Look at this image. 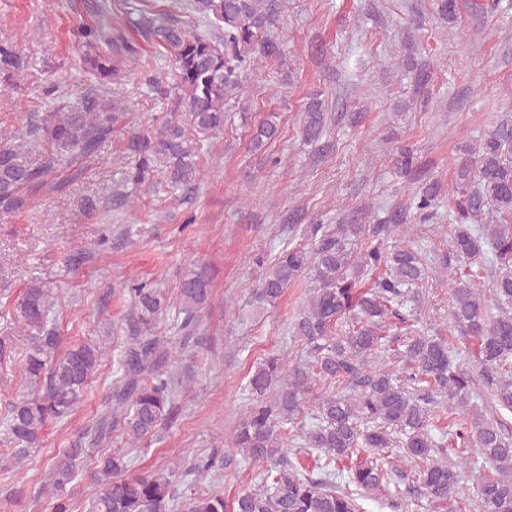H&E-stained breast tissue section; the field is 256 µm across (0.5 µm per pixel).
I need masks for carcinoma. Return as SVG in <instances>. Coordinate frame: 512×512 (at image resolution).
<instances>
[{
  "label": "carcinoma",
  "mask_w": 512,
  "mask_h": 512,
  "mask_svg": "<svg viewBox=\"0 0 512 512\" xmlns=\"http://www.w3.org/2000/svg\"><path fill=\"white\" fill-rule=\"evenodd\" d=\"M189 2L224 38L187 31L150 8V0H136L119 15L101 0H82L80 12L96 17L77 28L81 66L94 86L77 110L27 125L31 145L52 144L39 165L29 149L0 143V214L28 208L38 194L64 193L85 178L101 145L131 126L132 108L98 89L142 64L132 30L167 51L175 84L174 108L159 127L128 133L135 164L126 181L156 179L192 199L201 181V143L224 131L227 101L255 60L279 59L272 28L280 0ZM21 68L19 50L0 41V69ZM412 69L419 97L430 64ZM326 115L322 102L307 104L306 143L322 140ZM279 135L268 118L257 125L253 147ZM394 162L404 175L419 174L409 145L397 149ZM439 189L436 181L424 184L409 205L377 224H305L301 243L255 256L265 266L252 292L258 305L276 306L301 278L312 287L290 329L297 349L267 357L247 375L249 407L233 445L243 462L261 470L255 487L229 502L198 483L230 458L181 456L163 472L136 473L129 448L90 460L83 448H65L53 458L49 479L27 492L25 461L46 427L71 414L105 358L89 339L59 349L55 303L47 290L28 285L10 322L32 339L21 359L30 392L0 411L12 444L9 496L18 512L41 497L52 512H72L67 486L88 464L99 485L91 512H360L362 495L384 494L400 476L396 459L414 468L418 486L390 498L393 512H409L422 496L434 512H512V126L460 149L448 190V242L433 255L422 231ZM438 273L448 276L446 335L428 326L420 309L423 288ZM128 292L132 311L107 409L85 434L92 446L116 431L130 445L147 442L179 411L183 381L172 367L200 344L212 301L209 267L186 271L173 300L146 282ZM467 470L482 473L474 504L460 487ZM340 478L345 485L337 484Z\"/></svg>",
  "instance_id": "obj_1"
}]
</instances>
